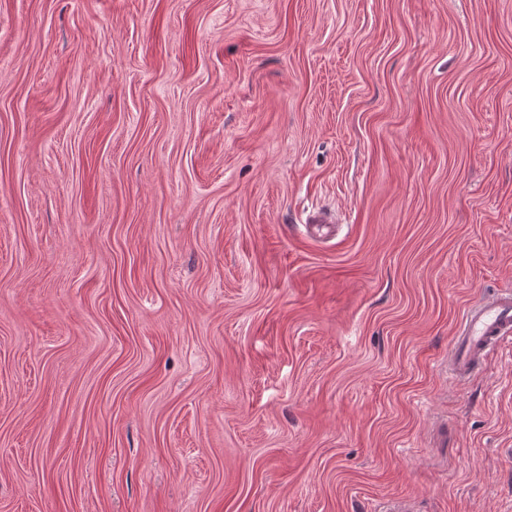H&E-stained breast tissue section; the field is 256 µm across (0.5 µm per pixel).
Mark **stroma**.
Returning a JSON list of instances; mask_svg holds the SVG:
<instances>
[{
    "instance_id": "obj_1",
    "label": "stroma",
    "mask_w": 512,
    "mask_h": 512,
    "mask_svg": "<svg viewBox=\"0 0 512 512\" xmlns=\"http://www.w3.org/2000/svg\"><path fill=\"white\" fill-rule=\"evenodd\" d=\"M499 287L512 0H0V512H512ZM512 342V290H497L468 306L448 342V366L458 379L472 376L480 364Z\"/></svg>"
}]
</instances>
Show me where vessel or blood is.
Here are the masks:
<instances>
[{"label": "vessel or blood", "instance_id": "b4317fda", "mask_svg": "<svg viewBox=\"0 0 512 512\" xmlns=\"http://www.w3.org/2000/svg\"><path fill=\"white\" fill-rule=\"evenodd\" d=\"M512 342V290L493 292L468 306L448 342V366L466 379L503 344Z\"/></svg>", "mask_w": 512, "mask_h": 512}]
</instances>
